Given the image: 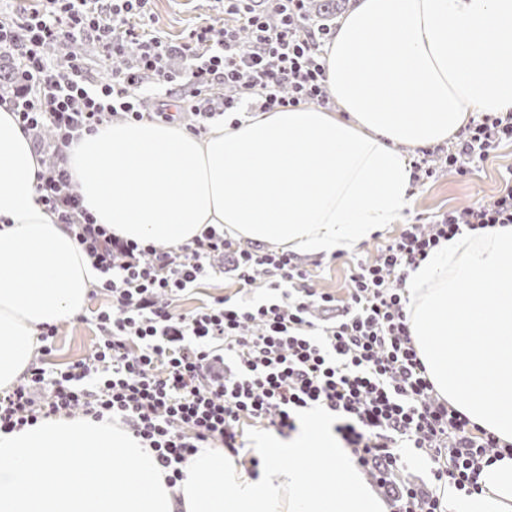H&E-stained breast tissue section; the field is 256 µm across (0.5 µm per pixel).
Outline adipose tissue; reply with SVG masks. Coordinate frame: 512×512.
<instances>
[{
    "label": "adipose tissue",
    "instance_id": "1",
    "mask_svg": "<svg viewBox=\"0 0 512 512\" xmlns=\"http://www.w3.org/2000/svg\"><path fill=\"white\" fill-rule=\"evenodd\" d=\"M492 28L496 49L479 35ZM339 113L297 107L214 123L115 122L83 134L69 167L85 207L115 236L173 247L206 228L283 250L351 253L401 220L412 169L401 147L458 134L512 110V0H360L326 47ZM39 157L0 106V389L14 385L43 324L85 309L99 277L38 203ZM481 492L451 487L447 512H512V456Z\"/></svg>",
    "mask_w": 512,
    "mask_h": 512
}]
</instances>
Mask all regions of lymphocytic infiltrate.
<instances>
[{
  "instance_id": "1",
  "label": "lymphocytic infiltrate",
  "mask_w": 512,
  "mask_h": 512,
  "mask_svg": "<svg viewBox=\"0 0 512 512\" xmlns=\"http://www.w3.org/2000/svg\"><path fill=\"white\" fill-rule=\"evenodd\" d=\"M306 2L274 0L279 20L272 24L256 0H221L228 24L190 34L182 46L189 68L181 76L167 71V45L147 29L149 0H39L0 20V54L14 55L21 66L7 105L24 131L48 126L55 133L56 161L37 175V201L101 273L96 290L108 298L93 315L75 317L101 336L89 359L59 369L31 364L21 383L0 391V433L77 412L114 417L153 449L173 485L201 448L221 447L258 467L245 427L292 432L298 411L319 405L336 415L337 434L360 466L376 470L380 484L392 482L410 449L427 456L437 484L480 491L484 465L502 448L435 392L409 335L405 278L463 230L512 224V172L492 202L449 211L425 230L405 225L376 260L356 264L341 302L306 288L294 254L243 249L213 227L177 249L115 237L72 190L64 148L113 119L143 120L140 96L148 91L169 97L189 86L178 112L156 118L190 116L196 135L229 113L309 103L330 108L324 48L334 32L307 16ZM243 28L251 33L245 47ZM59 39L94 40L113 58L135 42L140 56L135 67L98 84L80 58L59 65L45 58V44ZM218 85L236 92L216 106ZM504 142H512V111L481 113L458 133L445 162L467 176ZM220 254L231 257L242 286L254 284L256 271L271 276L272 296L250 304L216 297L175 313L171 301L210 275L209 260Z\"/></svg>"
}]
</instances>
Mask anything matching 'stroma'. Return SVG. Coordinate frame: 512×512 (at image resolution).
I'll return each mask as SVG.
<instances>
[{
  "mask_svg": "<svg viewBox=\"0 0 512 512\" xmlns=\"http://www.w3.org/2000/svg\"><path fill=\"white\" fill-rule=\"evenodd\" d=\"M150 9L154 34L174 47L179 46L192 30L203 23L210 22L218 28L224 25V14L215 0H151ZM510 170L512 143L507 142L493 151L488 159L475 164L467 177L442 171L433 179L413 181L411 202L402 223L387 225L352 253L331 257L306 256L310 287L344 299L355 263L373 260L379 249L400 233L403 224H423L450 210L489 200L497 193L502 175ZM218 296L237 303H250L265 298L266 290L261 285L251 290L243 288L229 275L209 276L182 296L176 302L175 310L188 313ZM97 340L93 326L60 321L53 351L46 358L48 367H64L88 357Z\"/></svg>",
  "mask_w": 512,
  "mask_h": 512,
  "instance_id": "obj_1",
  "label": "stroma"
}]
</instances>
